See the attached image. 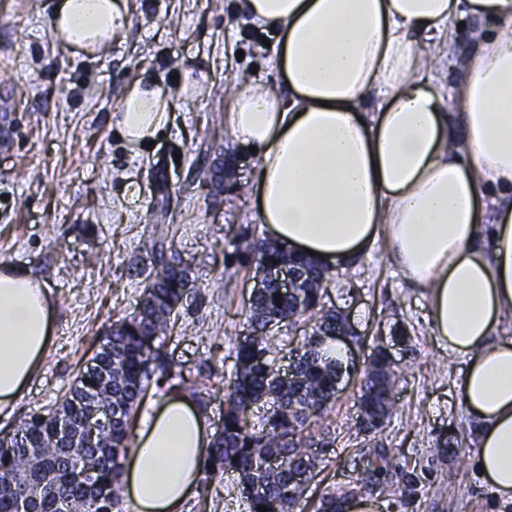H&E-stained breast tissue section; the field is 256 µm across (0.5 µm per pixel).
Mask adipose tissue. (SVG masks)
<instances>
[{
	"mask_svg": "<svg viewBox=\"0 0 512 512\" xmlns=\"http://www.w3.org/2000/svg\"><path fill=\"white\" fill-rule=\"evenodd\" d=\"M247 24L271 31L280 94L243 74L224 125L257 147L255 213L273 240L316 262L346 263L383 238L392 263L428 295L434 333L466 357L459 401L477 423L474 465L512 503V35L477 34L451 91L438 62L455 51L452 18L512 17V0H238ZM124 0H60L59 42L87 53L120 42ZM173 102L151 79L130 85L117 130L137 150L168 125ZM461 124L462 137L453 126ZM494 206L493 223L482 215ZM54 331L47 286L0 266V407L39 371ZM213 438L185 397L145 412L124 460L138 512H182Z\"/></svg>",
	"mask_w": 512,
	"mask_h": 512,
	"instance_id": "adipose-tissue-1",
	"label": "adipose tissue"
}]
</instances>
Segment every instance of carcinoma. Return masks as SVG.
Here are the masks:
<instances>
[{"instance_id": "obj_1", "label": "carcinoma", "mask_w": 512, "mask_h": 512, "mask_svg": "<svg viewBox=\"0 0 512 512\" xmlns=\"http://www.w3.org/2000/svg\"><path fill=\"white\" fill-rule=\"evenodd\" d=\"M234 243L231 257L271 268H287L299 286L289 291L270 284L258 291L247 321L251 335L236 347L233 371L225 394L224 427L207 449L202 483L226 471L241 476L248 512H291L302 481L296 475L311 469L315 477L320 458L315 445L328 448L333 441L304 434L312 416L326 410L336 394L342 363L326 357V340L346 328L344 317L321 304L327 281L325 266L292 253L269 239L246 237L243 230H227ZM151 249L155 259L153 280L145 286L138 310L112 324L100 340L92 365L79 372L54 407L28 415L16 433L0 441V512H113L119 504L121 459L130 444L132 420L151 381L180 379L171 374L164 350L173 334L175 309L189 284L188 267L165 255L173 244L167 227L156 225ZM281 296V302L275 297ZM315 321L312 334L298 349L295 374L283 380L275 364L282 348L267 329L283 322L296 325L304 316ZM388 353L379 348L364 373L358 399L363 416L358 429L378 434L392 415L395 377ZM272 398L276 408L262 426L248 419L251 405ZM104 423L94 440L78 448L64 441L58 421L72 432L84 431L90 406ZM367 468L357 478L358 491L371 495L397 484L402 503L414 506L425 487L424 473L394 462L391 449L378 440L364 451ZM347 493L327 488L316 512H341Z\"/></svg>"}]
</instances>
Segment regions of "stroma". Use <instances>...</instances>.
<instances>
[{
	"instance_id": "obj_1",
	"label": "stroma",
	"mask_w": 512,
	"mask_h": 512,
	"mask_svg": "<svg viewBox=\"0 0 512 512\" xmlns=\"http://www.w3.org/2000/svg\"><path fill=\"white\" fill-rule=\"evenodd\" d=\"M125 38L90 57L61 47L49 29L56 0H0V265L30 270L51 291L56 331L43 365L13 407L0 410V434L30 411L53 404L92 356L93 337L136 311L152 271V227L165 224L190 285L176 311L180 337L168 346L174 374L202 401L211 431L224 425L225 379L248 333L256 264L224 259L228 225L256 238L255 153L236 147L224 126L231 80L256 72L274 90L262 34L234 18V0H132ZM154 79L177 108L154 145L131 151L116 120L128 86ZM203 86L190 100L182 85ZM137 186L129 193L128 184ZM232 289H224V279ZM324 302L347 316L361 340L326 413L330 429L321 479L307 483L292 512H312L323 485L351 489L366 466L370 438L357 428V392L376 348L396 363L395 410L382 432L398 461L423 469L415 512H501L473 458V417L459 403L465 363L437 340L427 296L411 287L376 241L355 261L331 268ZM448 436L457 454L434 462ZM237 473L210 480L185 512H246Z\"/></svg>"
}]
</instances>
